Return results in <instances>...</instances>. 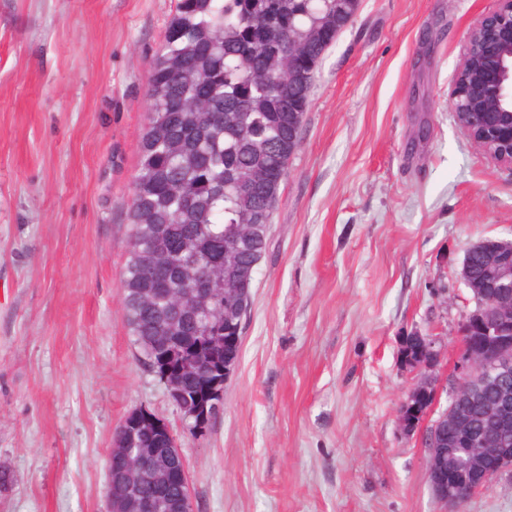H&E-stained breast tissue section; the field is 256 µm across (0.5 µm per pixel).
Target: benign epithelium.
<instances>
[{
    "label": "benign epithelium",
    "mask_w": 512,
    "mask_h": 512,
    "mask_svg": "<svg viewBox=\"0 0 512 512\" xmlns=\"http://www.w3.org/2000/svg\"><path fill=\"white\" fill-rule=\"evenodd\" d=\"M493 11L475 21L467 34L449 101L458 126L467 137L496 163L512 168V0H497ZM494 264L487 271V287L493 289L492 300L477 303V308L463 317L460 343L452 373L448 379L455 387L476 381L502 384L512 379V241L497 243L488 249ZM224 295L236 304L241 329L250 310L251 295L242 288L238 253L224 252ZM211 346L223 348L217 360L221 378L205 389L187 426L197 437L206 436L224 407V387L238 361L241 337L226 341L222 336H208ZM406 340L418 346V359H404L410 372L433 371L441 362V348L434 336L415 333ZM447 382L432 384V396L421 400L422 386L414 387L399 410V426L407 434L422 430L421 443L430 449L432 460L427 466V480L436 502L445 512H456L465 500L488 487L501 472L512 469V448L507 447L512 430V395L500 397L486 408L491 422V436L483 435L476 443L483 450L469 462L459 465L457 448L464 435L448 434L454 405L435 411ZM159 432L166 441L165 450L181 463L179 474L187 492L177 504L180 512L191 506L190 476L184 455L168 424L147 409L129 413L117 429L111 452L129 459L126 441L136 432ZM108 512H136L135 502L125 497L124 482L108 479Z\"/></svg>",
    "instance_id": "obj_1"
}]
</instances>
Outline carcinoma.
I'll return each instance as SVG.
<instances>
[{
	"label": "carcinoma",
	"instance_id": "obj_1",
	"mask_svg": "<svg viewBox=\"0 0 512 512\" xmlns=\"http://www.w3.org/2000/svg\"><path fill=\"white\" fill-rule=\"evenodd\" d=\"M336 0H178L151 64L149 122L130 205L132 235L121 273L125 319L145 359L165 334L176 288L206 297L210 315L187 317L171 332L189 346L224 321V246L240 224H270L288 160L298 145L310 88L288 92L293 65L311 84L335 42ZM186 252L151 261L159 236ZM267 234L243 244L247 266L266 250ZM487 255L472 258L474 284ZM209 380L200 364L183 382L189 399ZM469 424L485 430L482 406L457 397Z\"/></svg>",
	"mask_w": 512,
	"mask_h": 512
}]
</instances>
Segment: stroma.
I'll return each instance as SVG.
<instances>
[{
  "instance_id": "stroma-1",
  "label": "stroma",
  "mask_w": 512,
  "mask_h": 512,
  "mask_svg": "<svg viewBox=\"0 0 512 512\" xmlns=\"http://www.w3.org/2000/svg\"><path fill=\"white\" fill-rule=\"evenodd\" d=\"M177 0H0V512H107L115 429L163 418L193 512H438L398 410L453 368L466 251L512 240V169L449 108L496 0H360L320 61L272 212L238 363L191 436L126 324L120 277L150 64ZM460 512H512V470ZM403 338L410 343L418 346L419 355L418 359L411 357L405 358L403 366L409 372H419L422 370L433 371L441 362V348L438 346L436 337L424 336L419 333H414L411 336H403L401 339L400 347L405 345Z\"/></svg>"
}]
</instances>
